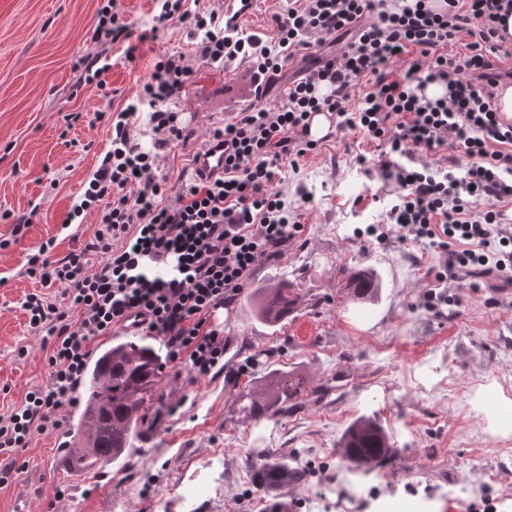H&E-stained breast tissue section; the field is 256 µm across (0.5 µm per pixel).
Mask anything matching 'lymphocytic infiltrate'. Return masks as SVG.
Segmentation results:
<instances>
[{
    "instance_id": "f902f5d3",
    "label": "lymphocytic infiltrate",
    "mask_w": 512,
    "mask_h": 512,
    "mask_svg": "<svg viewBox=\"0 0 512 512\" xmlns=\"http://www.w3.org/2000/svg\"><path fill=\"white\" fill-rule=\"evenodd\" d=\"M187 0H160L140 42L182 24L206 62L247 61L254 100L209 134L224 146V173L195 175L170 193L157 171L160 151L192 133L172 108L192 75L182 54L161 58L138 95L119 111L95 112L112 129L109 147L71 214L97 210L98 224L83 247L58 257L54 241L29 254L24 273L41 288L22 304L31 332L49 345V381L27 392L19 407L0 413V484L13 475L17 449L34 435L58 430L96 339L136 325L162 337L168 358L189 381L224 371L227 339L217 312L235 304L255 268L281 259L301 235L300 213L289 211L277 185L284 166H297L317 147L309 137L314 114L336 118V129L360 130L379 150L377 166L398 190L385 222L399 241L413 239L439 255L430 271L431 306L449 304L448 281L489 278L512 286V226L502 204L512 201V121L495 105L496 86L512 81L499 67L512 38L501 26L512 0H286L274 14L273 37L242 38L234 19ZM341 52L327 50L332 36ZM131 27L115 0L99 11L95 42L125 41L134 60ZM466 41L464 57L452 55ZM305 65L279 104L267 101L285 66ZM444 96L423 94L426 83ZM366 85L358 105L351 93ZM454 145L466 169L406 166L414 151ZM100 257L91 267L90 254Z\"/></svg>"
}]
</instances>
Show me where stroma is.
Instances as JSON below:
<instances>
[{"label": "stroma", "instance_id": "obj_1", "mask_svg": "<svg viewBox=\"0 0 512 512\" xmlns=\"http://www.w3.org/2000/svg\"><path fill=\"white\" fill-rule=\"evenodd\" d=\"M106 0H0V213L31 214L23 238L0 249V410L19 406L49 380V348L28 329L22 308L36 280L22 276L29 253L54 240L57 256L93 236L98 214L68 223L109 131L89 115L120 109L164 55L183 53L193 69L175 109L195 132L186 147L159 161L178 191L193 154L210 130L252 103L247 62L200 61L183 25L141 44L135 61L125 46L93 39ZM101 53L111 98L83 82L76 63ZM76 122H67L69 114ZM366 165H358L357 155ZM373 144L356 132H335L281 174L289 209L304 231L279 261L256 269L248 288L223 313L230 343L224 373L189 382L163 362L153 403L123 468L75 469L71 424L82 404L66 408L61 428L35 435L15 457L19 474L0 485V512H260L257 466L285 460L307 473L281 488L292 512H338L348 492L359 512H478L483 504L512 512V433L496 435L490 419L512 404V288L449 283L454 304L425 302L426 246L366 234L395 197L373 165ZM376 275L375 300H353L344 270ZM296 282L301 305L271 327L257 318L258 289ZM249 372L234 377L245 361ZM305 375L314 392L287 414L247 415L245 395L267 372ZM182 401L176 414L172 402ZM361 416L387 431L393 454L368 474L351 471L341 439Z\"/></svg>", "mask_w": 512, "mask_h": 512}]
</instances>
